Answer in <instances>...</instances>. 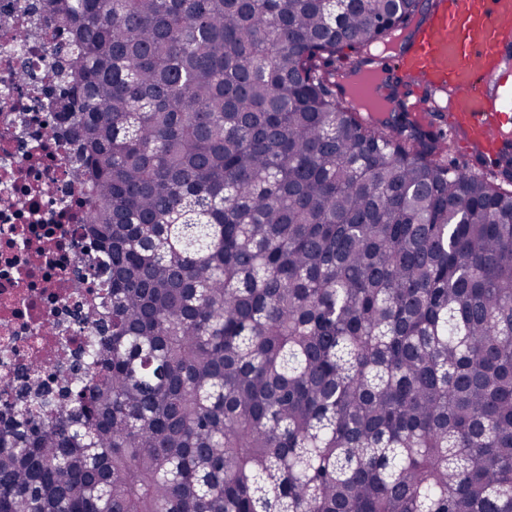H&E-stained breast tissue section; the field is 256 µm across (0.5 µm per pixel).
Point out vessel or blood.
I'll return each instance as SVG.
<instances>
[{"label": "vessel or blood", "mask_w": 512, "mask_h": 512, "mask_svg": "<svg viewBox=\"0 0 512 512\" xmlns=\"http://www.w3.org/2000/svg\"><path fill=\"white\" fill-rule=\"evenodd\" d=\"M394 72L409 107L450 94L449 127L495 152L512 127V0H433Z\"/></svg>", "instance_id": "1"}]
</instances>
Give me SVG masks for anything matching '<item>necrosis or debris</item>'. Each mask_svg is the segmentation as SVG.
I'll use <instances>...</instances> for the list:
<instances>
[{"mask_svg":"<svg viewBox=\"0 0 512 512\" xmlns=\"http://www.w3.org/2000/svg\"><path fill=\"white\" fill-rule=\"evenodd\" d=\"M34 0H0V404L20 384L63 378L105 314L112 271L87 236L88 189L68 160L69 128L53 110L54 49L63 41Z\"/></svg>","mask_w":512,"mask_h":512,"instance_id":"necrosis-or-debris-1","label":"necrosis or debris"}]
</instances>
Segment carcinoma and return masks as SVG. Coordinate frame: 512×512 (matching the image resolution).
Masks as SVG:
<instances>
[{"label":"carcinoma","instance_id":"carcinoma-1","mask_svg":"<svg viewBox=\"0 0 512 512\" xmlns=\"http://www.w3.org/2000/svg\"><path fill=\"white\" fill-rule=\"evenodd\" d=\"M111 316L0 512H512V155L336 95L418 0H47Z\"/></svg>","mask_w":512,"mask_h":512}]
</instances>
